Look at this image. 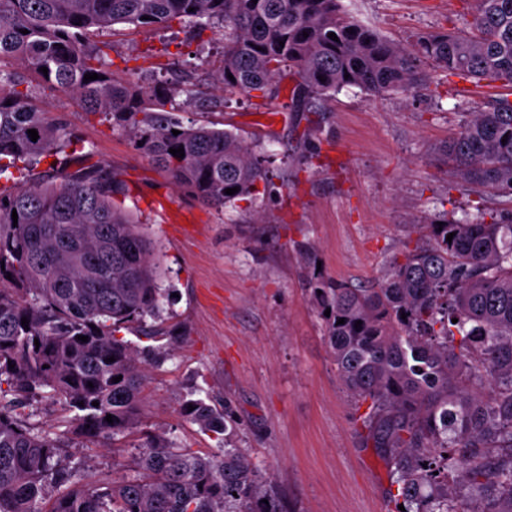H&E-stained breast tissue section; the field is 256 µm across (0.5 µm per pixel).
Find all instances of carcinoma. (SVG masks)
I'll return each mask as SVG.
<instances>
[{
    "instance_id": "1",
    "label": "carcinoma",
    "mask_w": 512,
    "mask_h": 512,
    "mask_svg": "<svg viewBox=\"0 0 512 512\" xmlns=\"http://www.w3.org/2000/svg\"><path fill=\"white\" fill-rule=\"evenodd\" d=\"M174 23L195 25L196 36L224 26V90L266 98L287 71L304 112L345 86L427 87L430 67L512 89V0H476L469 31L409 47L342 0H0V512H283L271 477L226 435L227 412L201 398L180 405L218 440L206 456L142 431L143 350L121 331L175 338L161 316L160 245L115 201L125 188L106 165L68 170L84 142L34 104L31 74L130 131L172 183L216 209L273 193L252 142L175 116L177 97L194 100L192 85L117 83L109 45L89 40L116 24ZM439 156L466 191L511 196L512 100L465 113ZM415 234L370 288L314 275L336 374L368 403L359 420L396 488L392 512H512V212L444 215ZM47 395L72 414L55 437L26 412ZM134 433L132 475L111 480L72 463L78 443L112 448Z\"/></svg>"
}]
</instances>
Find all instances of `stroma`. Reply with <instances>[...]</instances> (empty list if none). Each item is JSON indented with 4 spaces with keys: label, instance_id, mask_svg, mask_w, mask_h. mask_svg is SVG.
I'll return each mask as SVG.
<instances>
[{
    "label": "stroma",
    "instance_id": "stroma-1",
    "mask_svg": "<svg viewBox=\"0 0 512 512\" xmlns=\"http://www.w3.org/2000/svg\"><path fill=\"white\" fill-rule=\"evenodd\" d=\"M362 22L409 45L420 33L466 30L469 0H343ZM112 46L116 80L130 79L148 48L178 44L161 80L190 79L196 98L178 117L213 123L256 140L276 186L217 210L171 184L136 149L130 132L112 128L70 94L42 90L36 106L62 119L95 160L126 187L125 206L161 245L165 316L180 324L162 365L146 363V429L181 448L213 451L216 440L182 418L188 391L227 406L232 439L270 472L286 512H388L390 479L378 449L365 446L354 400L340 383L310 273L353 286L371 284L413 225L476 206L512 210V197L481 198L461 188L437 162L439 144L485 94L458 96L446 75L428 89L377 95L349 86L319 112L291 108L293 76L275 98H246L215 81L224 30L187 39L179 25L118 24L102 33ZM93 473L120 478L134 448L74 446Z\"/></svg>",
    "mask_w": 512,
    "mask_h": 512
}]
</instances>
